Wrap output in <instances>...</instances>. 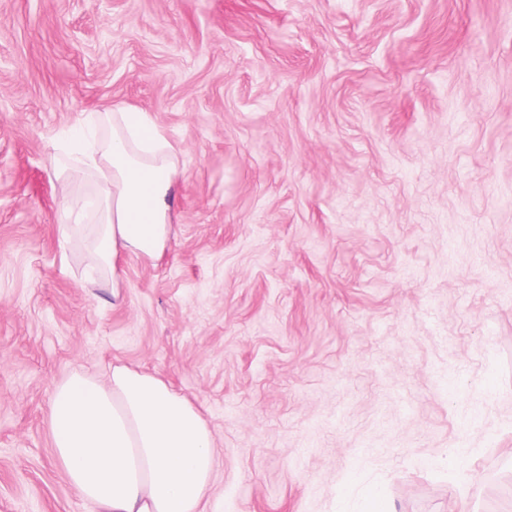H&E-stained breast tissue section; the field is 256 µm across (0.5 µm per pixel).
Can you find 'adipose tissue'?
Instances as JSON below:
<instances>
[{
  "label": "adipose tissue",
  "mask_w": 512,
  "mask_h": 512,
  "mask_svg": "<svg viewBox=\"0 0 512 512\" xmlns=\"http://www.w3.org/2000/svg\"><path fill=\"white\" fill-rule=\"evenodd\" d=\"M51 141L63 152L52 178L96 187L60 204L93 212L95 224L59 231L83 236L97 283L119 288L126 258L155 261L169 247L182 149L153 113L124 102L81 113ZM46 413L66 478L100 512H201L215 469L211 431L161 378L123 365L103 380L75 373L55 386Z\"/></svg>",
  "instance_id": "adipose-tissue-1"
}]
</instances>
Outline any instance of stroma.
Listing matches in <instances>:
<instances>
[{
	"instance_id": "1",
	"label": "stroma",
	"mask_w": 512,
	"mask_h": 512,
	"mask_svg": "<svg viewBox=\"0 0 512 512\" xmlns=\"http://www.w3.org/2000/svg\"><path fill=\"white\" fill-rule=\"evenodd\" d=\"M105 101L183 149L116 294L50 179ZM116 364L207 421L205 512H512V0H0V512H97L46 405Z\"/></svg>"
}]
</instances>
